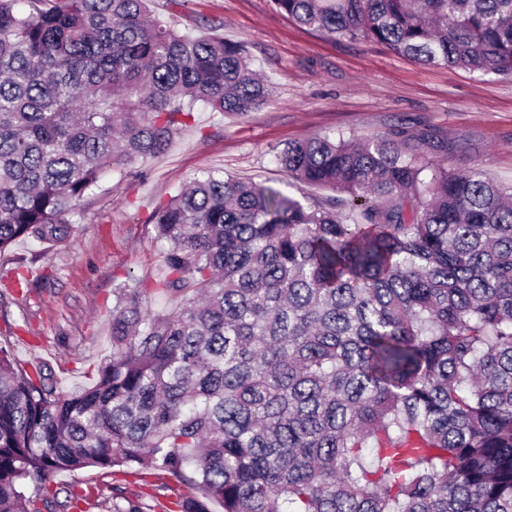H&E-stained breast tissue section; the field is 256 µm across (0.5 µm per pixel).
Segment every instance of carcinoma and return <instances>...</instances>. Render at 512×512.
<instances>
[{
	"mask_svg": "<svg viewBox=\"0 0 512 512\" xmlns=\"http://www.w3.org/2000/svg\"><path fill=\"white\" fill-rule=\"evenodd\" d=\"M0 0V254L64 241L107 172L196 104L270 86L245 45L150 0ZM332 39L512 76V0H271ZM425 133L313 136L296 196L222 170L152 216L165 274L112 289L111 353L63 395L0 342V512L84 468L168 475L181 512H512V185L426 161Z\"/></svg>",
	"mask_w": 512,
	"mask_h": 512,
	"instance_id": "cac0c4a2",
	"label": "carcinoma"
}]
</instances>
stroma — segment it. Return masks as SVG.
Here are the masks:
<instances>
[{
	"instance_id": "stroma-1",
	"label": "stroma",
	"mask_w": 512,
	"mask_h": 512,
	"mask_svg": "<svg viewBox=\"0 0 512 512\" xmlns=\"http://www.w3.org/2000/svg\"><path fill=\"white\" fill-rule=\"evenodd\" d=\"M151 8L179 31L213 25L225 40L244 43L273 93L240 120L196 106L164 155L100 180L66 241L23 240L0 256V337L58 391L90 384L108 355L113 285L161 275L165 244L150 218L198 172L221 169L276 185L286 175L275 155L288 143L403 127L442 142L434 163L512 181V77L424 67L367 39L335 41L300 28L270 0H153ZM190 494L171 477L86 468L66 477L49 510L113 512L114 504L133 502L180 512Z\"/></svg>"
}]
</instances>
